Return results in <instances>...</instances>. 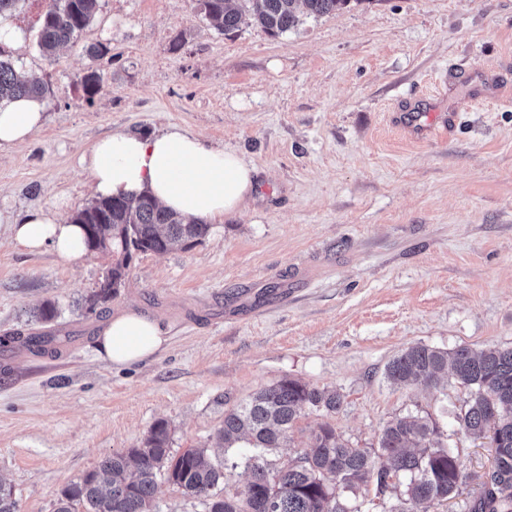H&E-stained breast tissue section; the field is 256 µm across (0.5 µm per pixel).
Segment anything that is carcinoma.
Listing matches in <instances>:
<instances>
[{"instance_id":"obj_1","label":"carcinoma","mask_w":512,"mask_h":512,"mask_svg":"<svg viewBox=\"0 0 512 512\" xmlns=\"http://www.w3.org/2000/svg\"><path fill=\"white\" fill-rule=\"evenodd\" d=\"M208 24L224 34L246 21L279 36L296 27L300 13L322 16L350 0H194ZM98 0H47L41 17L38 47L49 58L74 42L93 19ZM103 69H89L80 78L85 94L93 96ZM47 89L0 58V102L28 97L42 101ZM84 225L88 250L108 255L112 262L98 288L84 298L85 313L106 310L124 283L136 253H164L175 246L199 243L211 225L188 220L160 207L149 195L137 199L98 198L73 217ZM71 340L54 331L0 336V348L18 344L42 354L53 343ZM396 385L436 386L450 377L469 390L459 426L475 438L491 434L494 459L492 482H481L470 512H512V347L451 351L412 345L386 367ZM341 406L334 390L282 379L255 393L247 402L224 411L217 438L224 451L247 453L211 463L202 448L171 452L165 420L156 421L141 442L114 452L77 480L66 485L55 512H153L158 478L200 501L205 512H361L360 504L339 498L341 488L357 494L369 480L378 493L397 502L390 512H429L436 502L454 497L465 476L455 451L443 440L438 423L429 415L409 412L390 420L375 448H358L341 440L324 422L311 433L305 449L294 459L275 458L290 439L294 423L306 412L331 414ZM249 471L242 489L227 493L224 479L239 465ZM0 512H18L12 487L0 481Z\"/></svg>"}]
</instances>
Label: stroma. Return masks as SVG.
<instances>
[{"instance_id":"35a3bbf8","label":"stroma","mask_w":512,"mask_h":512,"mask_svg":"<svg viewBox=\"0 0 512 512\" xmlns=\"http://www.w3.org/2000/svg\"><path fill=\"white\" fill-rule=\"evenodd\" d=\"M46 6L23 0L10 16L25 40L5 53L47 88V122L0 156L1 207L63 198L76 215L95 198L82 152L115 130L173 125L237 151L259 188L201 243L133 258L109 311L139 309L168 341L131 366L100 358L105 320L76 307L110 257L72 266L0 232V335L41 331L33 312L52 301L54 328L77 336L0 355V480L19 512H55L63 487L159 419L173 451L216 454L225 409L284 378L342 403L302 416L278 458L325 420L376 447L417 411L466 477L430 512H469L494 450L456 422L467 390L395 385L385 368L415 344L512 346V0H351L280 36L219 33L192 0H99L53 59L37 46ZM97 65L89 98L79 78Z\"/></svg>"}]
</instances>
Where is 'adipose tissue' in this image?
Returning <instances> with one entry per match:
<instances>
[{"label":"adipose tissue","instance_id":"1","mask_svg":"<svg viewBox=\"0 0 512 512\" xmlns=\"http://www.w3.org/2000/svg\"><path fill=\"white\" fill-rule=\"evenodd\" d=\"M42 106L21 98L0 104V153L27 143L45 123ZM96 196L135 199L148 194L167 209L206 224L240 212L256 187V169L236 151L206 145L197 135L171 126L148 135L117 130L79 157ZM66 200L52 209L19 215L0 210V228L29 251L51 248L64 262L86 252L80 225L67 220ZM167 341L160 323L129 308L118 312L98 336L100 354L116 366L139 363Z\"/></svg>","mask_w":512,"mask_h":512}]
</instances>
